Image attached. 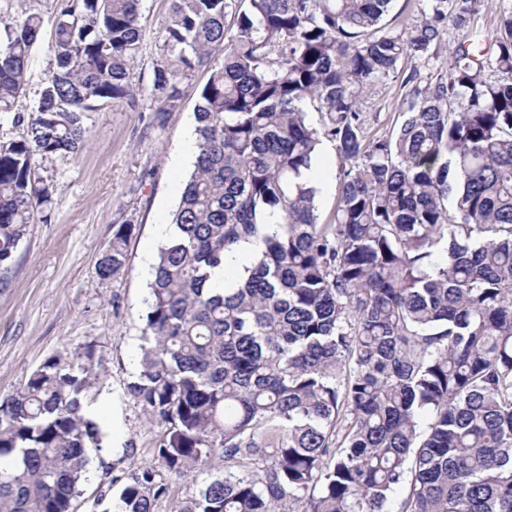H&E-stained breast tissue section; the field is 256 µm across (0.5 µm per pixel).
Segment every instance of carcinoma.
Masks as SVG:
<instances>
[{"instance_id": "cac0c4a2", "label": "carcinoma", "mask_w": 512, "mask_h": 512, "mask_svg": "<svg viewBox=\"0 0 512 512\" xmlns=\"http://www.w3.org/2000/svg\"><path fill=\"white\" fill-rule=\"evenodd\" d=\"M142 2L65 0L27 117L43 19L0 18V127L25 126L0 142L1 268L51 202L40 162L83 149L86 113L165 112L210 71L128 385L166 428L117 512H154L160 468L209 474L173 512H512V11L488 43L472 23L487 0L451 16L428 0L396 34L393 0H169L144 88ZM449 21L462 37L445 74L413 84L402 63L439 51ZM390 80L405 119L369 137L364 106ZM325 140L342 166L321 224L301 176ZM130 230L99 278L125 265ZM245 246L244 274L214 287ZM89 388V368L55 354L0 399V512H71L101 443Z\"/></svg>"}]
</instances>
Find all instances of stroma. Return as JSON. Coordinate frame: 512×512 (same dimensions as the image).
Masks as SVG:
<instances>
[{
	"mask_svg": "<svg viewBox=\"0 0 512 512\" xmlns=\"http://www.w3.org/2000/svg\"><path fill=\"white\" fill-rule=\"evenodd\" d=\"M61 0H36L43 39L31 51L20 99L34 110L48 63L47 39ZM167 0H144L146 40L134 62L149 84L157 58L156 38ZM209 77L195 72L177 106L157 121L152 109L129 112L107 106L87 113L88 141L74 157L48 164L54 180L49 218L35 216L11 266L0 269V396L21 387L49 356L84 359L93 348L88 412L98 423L100 447L89 449L87 474L73 512H115L128 476L151 464L163 429L131 398L128 384L139 371L143 316L149 297L147 260L167 238L169 222L192 166L194 110ZM398 83L388 82L364 107L371 136L391 134L403 119ZM325 179L318 185L321 218L336 206L341 162L331 142L315 159ZM132 223L125 266L102 280L96 264L119 225Z\"/></svg>",
	"mask_w": 512,
	"mask_h": 512,
	"instance_id": "1",
	"label": "stroma"
}]
</instances>
